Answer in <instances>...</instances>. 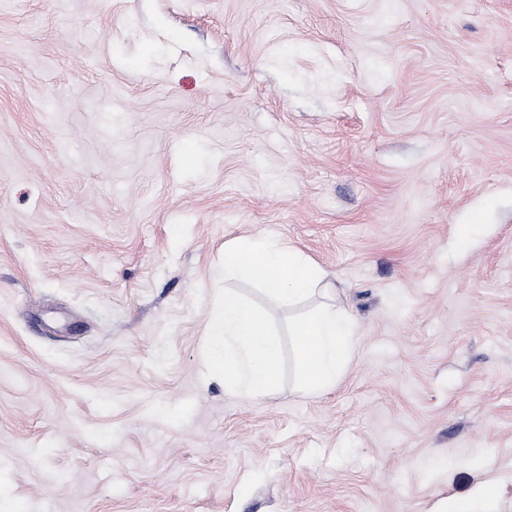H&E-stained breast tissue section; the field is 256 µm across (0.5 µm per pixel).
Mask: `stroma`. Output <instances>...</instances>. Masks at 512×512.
Instances as JSON below:
<instances>
[{"mask_svg":"<svg viewBox=\"0 0 512 512\" xmlns=\"http://www.w3.org/2000/svg\"><path fill=\"white\" fill-rule=\"evenodd\" d=\"M256 234L356 322L329 394L203 376L213 270ZM487 484L512 512V0H0L19 512H448Z\"/></svg>","mask_w":512,"mask_h":512,"instance_id":"obj_1","label":"stroma"}]
</instances>
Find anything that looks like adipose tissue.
Returning <instances> with one entry per match:
<instances>
[{"mask_svg":"<svg viewBox=\"0 0 512 512\" xmlns=\"http://www.w3.org/2000/svg\"><path fill=\"white\" fill-rule=\"evenodd\" d=\"M295 381L303 394L320 396L335 388L352 357L356 326L346 310L323 303L288 320Z\"/></svg>","mask_w":512,"mask_h":512,"instance_id":"obj_1","label":"adipose tissue"}]
</instances>
